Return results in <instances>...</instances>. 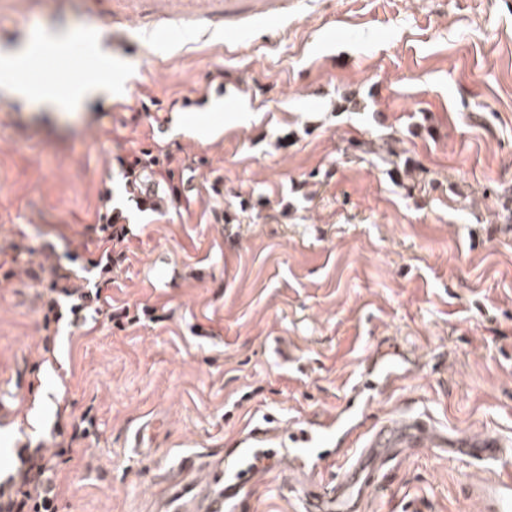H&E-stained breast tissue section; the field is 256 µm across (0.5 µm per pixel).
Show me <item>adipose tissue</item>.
Wrapping results in <instances>:
<instances>
[{
	"label": "adipose tissue",
	"instance_id": "obj_1",
	"mask_svg": "<svg viewBox=\"0 0 512 512\" xmlns=\"http://www.w3.org/2000/svg\"><path fill=\"white\" fill-rule=\"evenodd\" d=\"M27 49L0 51V94L24 102H37L49 110L68 109L94 95L99 88L109 84L112 74L108 71L87 73L75 80L68 97H60L47 83H35L22 75V63Z\"/></svg>",
	"mask_w": 512,
	"mask_h": 512
}]
</instances>
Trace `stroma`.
<instances>
[{"label": "stroma", "instance_id": "stroma-1", "mask_svg": "<svg viewBox=\"0 0 512 512\" xmlns=\"http://www.w3.org/2000/svg\"><path fill=\"white\" fill-rule=\"evenodd\" d=\"M116 17L111 90L55 116L0 98V472L88 417L59 512H167L182 457L223 458L270 421L253 512H302L292 425L335 418L392 350L399 380L328 450L406 414L512 446V0H0V47ZM218 68V134L174 132L165 105ZM144 94L162 109L129 124ZM143 148L183 159L189 212L128 207L116 158ZM105 193L130 220L106 274L104 243L70 247ZM52 264L101 289L86 324L67 298L44 323L31 274ZM123 307L139 320H111ZM497 470L422 448L365 512H482L475 477Z\"/></svg>", "mask_w": 512, "mask_h": 512}]
</instances>
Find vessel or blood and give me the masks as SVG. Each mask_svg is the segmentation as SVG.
Listing matches in <instances>:
<instances>
[{
    "mask_svg": "<svg viewBox=\"0 0 512 512\" xmlns=\"http://www.w3.org/2000/svg\"><path fill=\"white\" fill-rule=\"evenodd\" d=\"M338 428L335 422L309 426L298 436L299 448L289 455L290 467L304 469L315 488L306 500V512H359L368 496L379 491L387 465L409 449L434 444L450 457L488 463L512 457V450L505 448L496 435H441L425 418L409 416L373 429L363 446L353 449L341 471L333 475L316 468V448L322 438ZM270 439L269 427L251 428L239 447L230 449L224 461L213 465L209 485L203 490L191 479L198 466L197 458H183L177 465L181 479L172 494L179 512H251L252 493ZM492 485L495 512H512V470H502Z\"/></svg>",
    "mask_w": 512,
    "mask_h": 512,
    "instance_id": "vessel-or-blood-1",
    "label": "vessel or blood"
}]
</instances>
